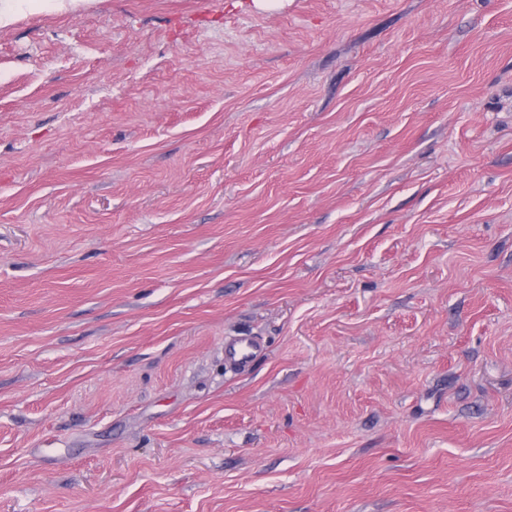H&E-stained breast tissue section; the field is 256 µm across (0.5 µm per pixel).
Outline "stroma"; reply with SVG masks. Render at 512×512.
Returning a JSON list of instances; mask_svg holds the SVG:
<instances>
[{"label":"stroma","instance_id":"35a3bbf8","mask_svg":"<svg viewBox=\"0 0 512 512\" xmlns=\"http://www.w3.org/2000/svg\"><path fill=\"white\" fill-rule=\"evenodd\" d=\"M0 512H512V0L0 27ZM257 348L258 345L255 341L246 338L239 339L231 345L224 344L226 361L238 370H245L258 350Z\"/></svg>","mask_w":512,"mask_h":512}]
</instances>
